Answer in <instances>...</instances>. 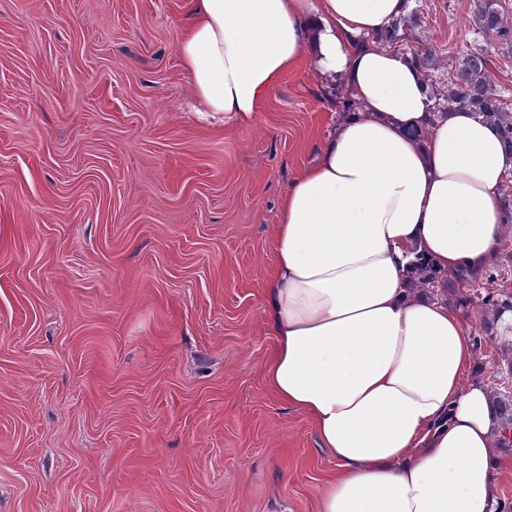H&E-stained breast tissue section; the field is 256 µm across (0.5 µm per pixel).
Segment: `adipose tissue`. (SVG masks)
<instances>
[{
	"label": "adipose tissue",
	"instance_id": "adipose-tissue-1",
	"mask_svg": "<svg viewBox=\"0 0 512 512\" xmlns=\"http://www.w3.org/2000/svg\"><path fill=\"white\" fill-rule=\"evenodd\" d=\"M408 9L189 0L178 53L205 111L228 120L303 61L355 104L283 194L264 294L270 384L336 465L318 512H512L496 489L498 408L468 377L470 328L414 285L420 266L491 263L512 155L476 113L433 112L414 59L375 42Z\"/></svg>",
	"mask_w": 512,
	"mask_h": 512
}]
</instances>
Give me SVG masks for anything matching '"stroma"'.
<instances>
[{
	"mask_svg": "<svg viewBox=\"0 0 512 512\" xmlns=\"http://www.w3.org/2000/svg\"><path fill=\"white\" fill-rule=\"evenodd\" d=\"M472 0H412L449 59ZM185 0H0V512H317L335 464L270 388L263 298L280 201L346 92L302 63L252 118H203ZM432 299L512 401V224Z\"/></svg>",
	"mask_w": 512,
	"mask_h": 512,
	"instance_id": "obj_1",
	"label": "stroma"
}]
</instances>
